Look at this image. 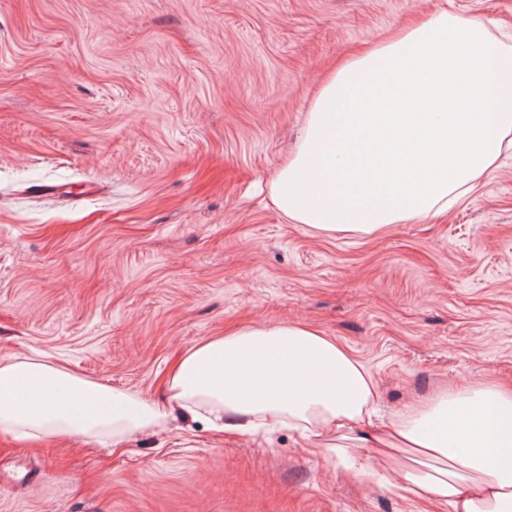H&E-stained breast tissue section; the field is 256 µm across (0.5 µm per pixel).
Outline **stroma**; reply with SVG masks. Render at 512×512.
Segmentation results:
<instances>
[{
  "label": "stroma",
  "instance_id": "stroma-1",
  "mask_svg": "<svg viewBox=\"0 0 512 512\" xmlns=\"http://www.w3.org/2000/svg\"><path fill=\"white\" fill-rule=\"evenodd\" d=\"M443 7L512 36V0H0V360L155 402L189 348L298 320L367 365L387 412L512 387V154L376 236L269 196L337 62ZM0 512L434 510L288 428L176 414L117 446L0 434Z\"/></svg>",
  "mask_w": 512,
  "mask_h": 512
}]
</instances>
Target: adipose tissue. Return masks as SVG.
I'll return each mask as SVG.
<instances>
[{"mask_svg":"<svg viewBox=\"0 0 512 512\" xmlns=\"http://www.w3.org/2000/svg\"><path fill=\"white\" fill-rule=\"evenodd\" d=\"M512 149V47L442 11L360 50L319 87L296 152L270 183L277 209L329 235H370L446 213ZM185 418L253 434L283 425L358 474L447 512H512V389L440 388L375 426L370 371L302 322L230 329L190 348L165 383ZM167 414L44 360L0 361V432L113 442Z\"/></svg>","mask_w":512,"mask_h":512,"instance_id":"ef3b65f1","label":"adipose tissue"}]
</instances>
